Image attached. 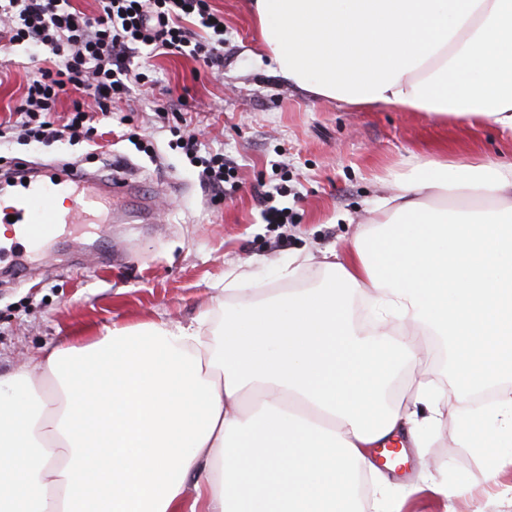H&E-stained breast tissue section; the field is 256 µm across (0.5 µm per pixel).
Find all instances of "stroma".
I'll return each instance as SVG.
<instances>
[{
    "instance_id": "obj_1",
    "label": "stroma",
    "mask_w": 512,
    "mask_h": 512,
    "mask_svg": "<svg viewBox=\"0 0 512 512\" xmlns=\"http://www.w3.org/2000/svg\"><path fill=\"white\" fill-rule=\"evenodd\" d=\"M209 4L224 18L222 65L139 54L149 84L119 103L123 120L94 115L89 141L20 143L9 120L26 94L30 51L19 45L0 52V168L72 161L102 176L115 169L154 205L151 223L116 220L103 235L80 240L58 235L26 274H0L1 374L82 330L161 317L190 321L233 261L250 262L267 287H279L278 265L298 251L317 258L331 246L345 252L384 195L383 179L415 162H512V138L490 127L312 99L256 57L247 0ZM182 97L187 129L202 151L224 152L239 166V187L221 202L204 185L201 165L175 146V115L155 110L156 101L174 105ZM282 181L288 194L275 203L296 221L264 223L259 197ZM454 433L451 423L434 432L430 447L392 473L396 489L422 471L482 480L473 450L459 447Z\"/></svg>"
}]
</instances>
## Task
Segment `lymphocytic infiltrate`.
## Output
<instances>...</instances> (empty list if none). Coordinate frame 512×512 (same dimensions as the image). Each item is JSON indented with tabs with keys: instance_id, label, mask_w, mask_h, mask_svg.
I'll use <instances>...</instances> for the list:
<instances>
[{
	"instance_id": "lymphocytic-infiltrate-1",
	"label": "lymphocytic infiltrate",
	"mask_w": 512,
	"mask_h": 512,
	"mask_svg": "<svg viewBox=\"0 0 512 512\" xmlns=\"http://www.w3.org/2000/svg\"><path fill=\"white\" fill-rule=\"evenodd\" d=\"M90 16L69 0H0V40L7 45L34 48L35 76L17 107V127L23 140L49 145L79 137L89 113L109 116L116 100L148 76L131 64L143 49L180 54L210 65L220 61L224 47L223 17L212 12L208 0H97ZM198 17L208 36L184 24ZM82 92L63 125L51 116L62 95ZM176 145L190 159L199 160L217 195L235 178V169L215 152L199 157L195 135L173 126Z\"/></svg>"
}]
</instances>
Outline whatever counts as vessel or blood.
Returning <instances> with one entry per match:
<instances>
[{
  "label": "vessel or blood",
  "instance_id": "b4317fda",
  "mask_svg": "<svg viewBox=\"0 0 512 512\" xmlns=\"http://www.w3.org/2000/svg\"><path fill=\"white\" fill-rule=\"evenodd\" d=\"M126 180L118 174L98 181L90 172L69 166H22L13 180H0V194L13 197L11 206L0 209V223L14 221L17 232L10 246L0 245V257L12 256L13 268L24 271L28 254L41 250L60 229L91 223L106 198L123 197ZM67 196V209H58L55 197Z\"/></svg>",
  "mask_w": 512,
  "mask_h": 512
}]
</instances>
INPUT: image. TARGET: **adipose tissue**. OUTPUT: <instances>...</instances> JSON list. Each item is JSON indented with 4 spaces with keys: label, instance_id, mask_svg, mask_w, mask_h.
I'll list each match as a JSON object with an SVG mask.
<instances>
[{
    "label": "adipose tissue",
    "instance_id": "ef3b65f1",
    "mask_svg": "<svg viewBox=\"0 0 512 512\" xmlns=\"http://www.w3.org/2000/svg\"><path fill=\"white\" fill-rule=\"evenodd\" d=\"M249 11L259 55L312 97L512 134V0ZM385 185L346 257L296 254L277 288L232 265L189 322L115 323L0 375V512H400L370 451L426 447L448 413L495 484L512 466V163L427 159ZM434 337L447 388L424 367Z\"/></svg>",
    "mask_w": 512,
    "mask_h": 512
}]
</instances>
